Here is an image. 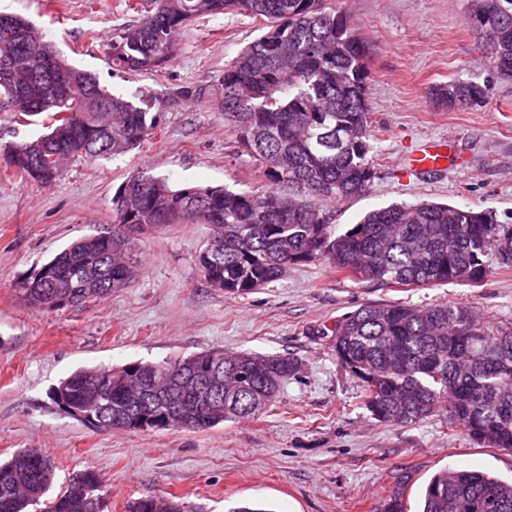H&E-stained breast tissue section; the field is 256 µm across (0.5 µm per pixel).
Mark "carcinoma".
<instances>
[{
	"label": "carcinoma",
	"mask_w": 512,
	"mask_h": 512,
	"mask_svg": "<svg viewBox=\"0 0 512 512\" xmlns=\"http://www.w3.org/2000/svg\"><path fill=\"white\" fill-rule=\"evenodd\" d=\"M152 9L112 41V67L139 72L171 59L187 24L199 17L242 12L266 22V30L224 68L215 85L182 86L184 101L208 96L236 123L239 141L274 189L254 192L199 187L197 203L181 209L184 188L142 175L144 188L131 202L137 224H210L224 238L220 277L224 292L246 294L282 277L290 265L323 259L338 272L387 285L424 287L481 282L491 273L486 257L512 226L489 210L435 202L395 203L374 209L340 234L316 201L363 195L375 178L371 151L367 59L370 47L351 17L326 0H152ZM472 30L483 58L503 79H512V0H469ZM0 27V97L17 112L46 113L50 124L68 123L72 143L53 160L93 157L103 142L124 152L160 127L152 101L115 97L90 75L59 58L55 81H33L43 49L40 34L26 25ZM71 87L63 95L57 86ZM432 95L450 109L485 100L475 82L436 85ZM20 176L41 183L24 163V143L6 147ZM48 264L57 277L29 276L31 294L59 308L81 296L87 277L101 294L125 287L132 262L110 256L107 240L78 239ZM336 360L363 383L364 405L388 424L420 422L448 413L475 443L512 452V324L492 326L470 308L440 303H367L333 330ZM224 361L221 401L196 394L195 376L214 358ZM109 377L84 368L57 385L51 399L67 413H106L104 430L140 429L141 416L158 404L172 407L181 428L201 430L227 419L254 417L277 396L295 370L286 355L259 356L208 349L164 364L133 363ZM163 370L176 373L164 401L150 394ZM56 466L30 448L0 462V512H27L51 490ZM101 475L87 468L47 498L44 512H104L97 494ZM127 512H189L177 498H139ZM417 512H512V482L472 470L434 474L421 488Z\"/></svg>",
	"instance_id": "obj_1"
}]
</instances>
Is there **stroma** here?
Listing matches in <instances>:
<instances>
[{"instance_id":"obj_1","label":"stroma","mask_w":512,"mask_h":512,"mask_svg":"<svg viewBox=\"0 0 512 512\" xmlns=\"http://www.w3.org/2000/svg\"><path fill=\"white\" fill-rule=\"evenodd\" d=\"M359 24L369 58L370 189L329 203L334 232L393 202L468 204L512 225V80L483 63L466 0H329ZM0 13L27 18L43 43L91 73L108 93L163 103L155 135L117 156L77 158L51 183L14 175L0 158V459L38 448L56 465L54 489L92 468L102 477L104 512H126L144 496L181 498L192 512L246 504L268 512H383L402 491L409 512L441 470L486 471L512 479V452L477 445L444 416L389 425L362 406L360 381L331 350L343 316L365 303L442 302L471 308L489 323L512 322V268L495 264L483 282L403 288L349 280L324 261L289 266L244 295L212 287L198 257L214 229L162 224L136 234L139 272L112 296L38 308L18 283L70 242L118 223L114 197L145 172L173 186L269 189L239 131L210 99L177 100L180 87L212 85L264 31L238 13L204 17L183 31L163 68L113 69V38L139 15L126 0H0ZM473 81L483 103L439 105L438 83ZM47 116L19 117L0 101V146L45 133ZM434 136L457 141L460 168L409 171L406 156ZM287 355L296 373L258 416L188 431L92 428L60 410L50 392L76 369L163 363L207 349Z\"/></svg>"}]
</instances>
